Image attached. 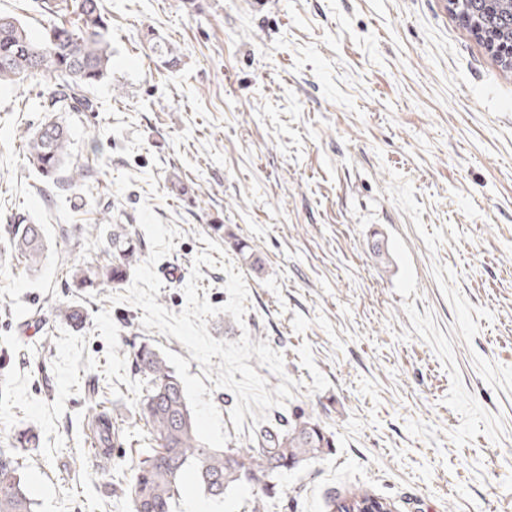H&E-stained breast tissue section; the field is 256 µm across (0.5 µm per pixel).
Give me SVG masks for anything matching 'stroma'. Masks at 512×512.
I'll return each instance as SVG.
<instances>
[{
    "label": "stroma",
    "mask_w": 512,
    "mask_h": 512,
    "mask_svg": "<svg viewBox=\"0 0 512 512\" xmlns=\"http://www.w3.org/2000/svg\"><path fill=\"white\" fill-rule=\"evenodd\" d=\"M102 2L111 73L89 92L95 111L63 115L87 188L50 195L24 157L54 78L0 86V443L39 432L23 470L35 512H128L112 483L145 446L134 346L168 348L201 373L177 339L143 328L142 309L110 302L118 286L80 290L62 275L66 262H106L116 222L146 259L144 203L180 232L155 267L157 303L180 313L196 268L210 304H224L232 264L247 313L210 317V336L268 342L284 376L250 366L269 387L297 383L240 431L235 394L214 390L229 439L298 415L335 435V448L281 474L266 512H329L357 489L392 512H512V73L448 0ZM25 220L48 239L33 274L6 253ZM202 251L215 266L195 265ZM60 302L79 306L81 326L55 318ZM32 311L47 324L22 353L15 337ZM93 403L116 434L107 463L87 437ZM182 484L175 512H250V484L220 503L192 472Z\"/></svg>",
    "instance_id": "stroma-1"
}]
</instances>
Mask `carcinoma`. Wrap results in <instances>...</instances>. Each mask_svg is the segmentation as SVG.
Wrapping results in <instances>:
<instances>
[{
  "instance_id": "obj_1",
  "label": "carcinoma",
  "mask_w": 512,
  "mask_h": 512,
  "mask_svg": "<svg viewBox=\"0 0 512 512\" xmlns=\"http://www.w3.org/2000/svg\"><path fill=\"white\" fill-rule=\"evenodd\" d=\"M41 9L46 23L37 36L17 18L0 15V84L47 73L57 83L42 100V111L91 112L94 103L85 89L104 81L112 65L109 24L101 0H42ZM465 18L476 34L512 47V0H469ZM70 145L69 128L56 118L39 123L27 138V162L51 189L65 192L88 178L89 166L68 168ZM9 247L28 270L37 271L47 251L43 225H13ZM136 262L137 249L127 225L114 224L111 260L72 268V285L121 283ZM56 317L75 325L83 321L81 310L64 302ZM134 363L141 391L136 414L147 429L148 448L130 476L119 481L130 512H173L187 469L194 471L204 492L217 499L239 484H251L256 488L251 512H264V497L282 472L335 447L332 434L312 418L300 416L237 447L208 448L198 440L183 386L161 353L142 342L134 352ZM114 435L111 421L100 416L93 435L95 447L111 448ZM38 441V434L26 428L0 447V512H34L22 459ZM359 499L369 496L358 489L334 498L331 512H348L347 501Z\"/></svg>"
}]
</instances>
